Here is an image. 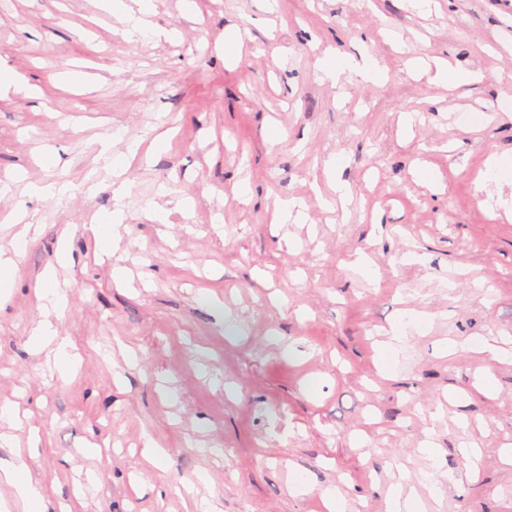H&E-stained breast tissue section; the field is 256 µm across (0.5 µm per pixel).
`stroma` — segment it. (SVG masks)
I'll return each mask as SVG.
<instances>
[{"label":"stroma","instance_id":"stroma-1","mask_svg":"<svg viewBox=\"0 0 512 512\" xmlns=\"http://www.w3.org/2000/svg\"><path fill=\"white\" fill-rule=\"evenodd\" d=\"M154 5L144 44L102 0L0 5V71L34 90L0 89V214L36 227L0 292V405L24 415L15 430L0 421L14 435L0 463L29 465L47 512H196L203 498L218 512H325L328 486L346 512H389L397 484L422 512H512V219L476 191L490 155L512 159V0ZM233 24L249 36L228 61ZM329 53L374 59L388 78L322 80ZM415 58L483 78L443 88ZM68 69L83 80L67 90ZM164 130L169 151L148 159ZM134 143L127 228L101 262L83 226L111 213L112 161ZM333 156L352 201L331 213L319 198L333 193ZM417 161L436 189L412 176ZM56 179L97 190L23 192ZM293 195L307 223H275ZM52 267L74 344L66 380L29 340ZM415 311L430 320L381 365L387 330ZM475 338L501 359L463 351ZM148 437L162 457L143 456ZM429 439L433 458L420 451ZM91 443L101 454H85Z\"/></svg>","mask_w":512,"mask_h":512}]
</instances>
